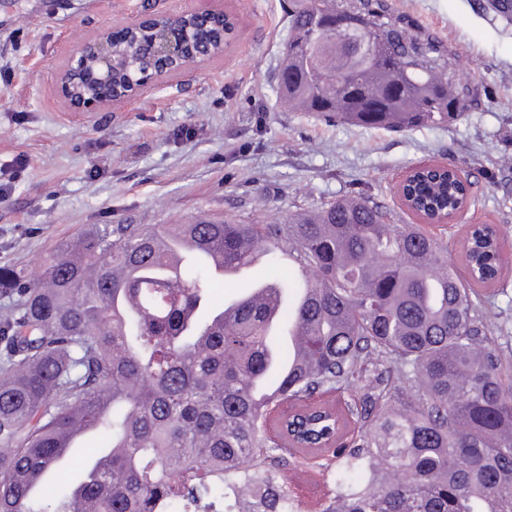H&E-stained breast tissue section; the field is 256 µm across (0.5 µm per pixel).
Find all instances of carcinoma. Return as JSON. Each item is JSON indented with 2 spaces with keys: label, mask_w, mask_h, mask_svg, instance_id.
Instances as JSON below:
<instances>
[{
  "label": "carcinoma",
  "mask_w": 512,
  "mask_h": 512,
  "mask_svg": "<svg viewBox=\"0 0 512 512\" xmlns=\"http://www.w3.org/2000/svg\"><path fill=\"white\" fill-rule=\"evenodd\" d=\"M341 15L357 54L326 40ZM279 95L289 109L345 124L408 131L454 120L470 97L443 46L390 17L387 0H291ZM416 206L461 208L457 177ZM196 254L175 274L160 242ZM270 257L264 285L285 293L303 268L314 298L272 310L244 294L230 320L210 297L207 258ZM470 278L448 248L392 224L368 200L336 201L286 224H89L56 246L34 278L0 270V512H299L286 470L303 453L336 466L324 512H512V373L488 334L481 288L502 278L501 238L467 231ZM94 267L101 288L86 278ZM129 269L132 278L114 274ZM300 323L298 345L268 326ZM362 391L336 410L318 393ZM301 413L302 428L269 418ZM87 433L108 440L56 498L38 494Z\"/></svg>",
  "instance_id": "carcinoma-1"
}]
</instances>
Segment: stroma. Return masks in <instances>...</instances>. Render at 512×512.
<instances>
[{"mask_svg": "<svg viewBox=\"0 0 512 512\" xmlns=\"http://www.w3.org/2000/svg\"><path fill=\"white\" fill-rule=\"evenodd\" d=\"M288 3L0 0V268L43 267L88 224H284L345 197L382 202L393 223L413 224L397 184L416 165L447 164L468 177L471 200L426 230L457 262L467 228L500 231L507 267L487 309L512 367V13L491 0H388L392 17L447 47L474 96L452 123L395 133L281 105ZM205 6L240 16L228 54L117 107L77 112L60 96L57 71L103 28ZM287 481L302 512H322L336 492L320 458L296 463Z\"/></svg>", "mask_w": 512, "mask_h": 512, "instance_id": "obj_1", "label": "stroma"}]
</instances>
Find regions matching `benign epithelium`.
I'll return each mask as SVG.
<instances>
[{"label":"benign epithelium","mask_w":512,"mask_h":512,"mask_svg":"<svg viewBox=\"0 0 512 512\" xmlns=\"http://www.w3.org/2000/svg\"><path fill=\"white\" fill-rule=\"evenodd\" d=\"M224 19V37L214 43L195 44L196 30L213 18ZM238 15L206 7L179 13L145 14L115 27H107L83 42L68 58L57 78L58 89L67 105L77 112L123 104L137 97L147 86L173 75L192 71L197 65L222 56L239 33ZM147 36L150 66L138 68V34ZM348 29L341 17L329 22L326 35L338 43L347 42ZM458 172L446 164L422 165L411 169L397 184L401 203L425 224H447L455 215L446 211L427 215L416 210L407 197L409 182L424 176L428 169Z\"/></svg>","instance_id":"obj_1"}]
</instances>
